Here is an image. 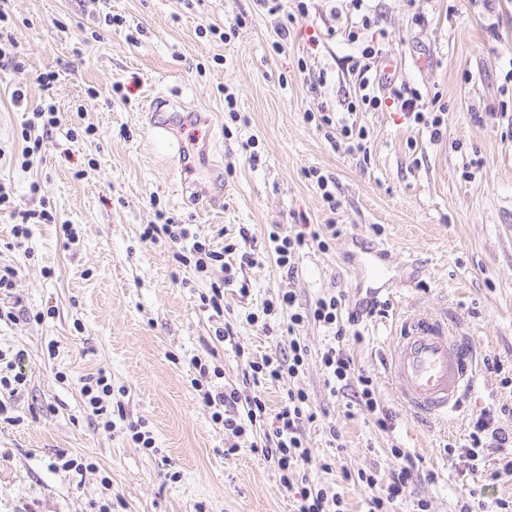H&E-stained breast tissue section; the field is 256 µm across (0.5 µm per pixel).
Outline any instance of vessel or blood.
I'll return each mask as SVG.
<instances>
[{
    "instance_id": "obj_1",
    "label": "vessel or blood",
    "mask_w": 512,
    "mask_h": 512,
    "mask_svg": "<svg viewBox=\"0 0 512 512\" xmlns=\"http://www.w3.org/2000/svg\"><path fill=\"white\" fill-rule=\"evenodd\" d=\"M155 138L172 141L179 123L194 119L192 108L155 98L148 106ZM363 271L369 291L389 287V268L379 252L364 249ZM395 348L388 362L400 404L424 420H444L458 412L476 381L473 351L450 328L446 318L425 310L407 314L394 328Z\"/></svg>"
}]
</instances>
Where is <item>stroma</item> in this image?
<instances>
[{"label":"stroma","mask_w":512,"mask_h":512,"mask_svg":"<svg viewBox=\"0 0 512 512\" xmlns=\"http://www.w3.org/2000/svg\"><path fill=\"white\" fill-rule=\"evenodd\" d=\"M372 6L397 82L445 108L441 137L390 108L347 113L344 99L358 92L348 68L356 46L346 33L356 18H333L328 0H311L304 17L295 0H281L275 15L254 0H9L23 66L0 71V183L11 187L17 210L45 208L56 221L32 225L20 246L13 218L0 213V266L19 270L14 287L0 290V308L24 315L0 320V353H23L27 378L17 393H0V512H99L106 503L112 512H292L305 484L341 493L347 512H365L369 490L343 474L389 475L395 448L409 452L417 469L394 512H409L419 499L431 512H457L462 501L491 512L495 499L512 497V473L496 471L498 449H485L475 472L456 453L476 415L512 408V390L486 366L492 359L512 367V139L500 116L512 112V90L502 89L512 65V0H500L494 32L482 0ZM109 12L125 26L106 31ZM418 14L425 25H416ZM284 22L290 37L277 51L275 29ZM48 71L59 78L45 90L37 77ZM321 71L326 85L311 90ZM18 86L27 87L30 104L49 96L60 108L59 127L28 166L20 156L27 113L10 100ZM91 87L99 96L88 95ZM157 95L193 103L206 116L179 138L196 159L197 186L223 178V211L203 215L183 199L174 154L147 124L145 108ZM228 95L237 102L235 122L224 107ZM324 107L366 128L369 157L328 142L306 121ZM205 138L218 172L199 159ZM250 139L261 157L255 167L244 149ZM312 168L335 180L336 211L307 179ZM161 212L217 251L242 227L260 243L275 224L333 223L339 234L329 250L312 245L296 256L291 278L260 254L258 265L238 273L249 293L225 288L219 316L200 300L221 279L219 267L198 274L174 261L169 240L141 239L142 225ZM356 236L394 257V282L378 295L383 311L360 317L361 338L347 344L356 373L372 378L392 417L385 431L352 392L331 395L321 354L332 335L318 323L298 331L309 353L297 377L243 382L242 353L258 358L288 346L287 313H260L279 290H294L303 309L336 296L345 316L366 299L353 274ZM415 308L454 322L479 361L476 390L447 423L414 419L388 379L392 329ZM252 313L259 320L251 325ZM227 323L236 332L231 344L215 339ZM194 357L219 367L223 385L263 395L273 412L288 388L308 393L318 418L306 427L311 456L292 489L250 449L225 455L224 428L190 384ZM96 370L122 407L109 429L80 394L82 376ZM138 421L152 431L156 452L132 442L128 426ZM62 449L91 457L94 469L58 471Z\"/></svg>","instance_id":"1"}]
</instances>
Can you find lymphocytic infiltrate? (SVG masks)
<instances>
[{
    "label": "lymphocytic infiltrate",
    "mask_w": 512,
    "mask_h": 512,
    "mask_svg": "<svg viewBox=\"0 0 512 512\" xmlns=\"http://www.w3.org/2000/svg\"><path fill=\"white\" fill-rule=\"evenodd\" d=\"M357 14L360 18V30L348 33L351 41L357 42L359 50L351 57V69L359 78V92L353 100L347 101L346 109L350 112H369L391 104L413 117L415 122L429 124L432 135H440L445 122L443 111L428 113L422 96L417 89L396 84L395 81H375L373 67L382 52L380 42L364 41L360 38L361 30L377 26L378 19L371 11L368 0H345L344 7H331V16H338L340 10ZM60 125L59 109L53 99H45L32 111V117L22 131L23 147L21 157L24 162H32L40 155L44 136ZM143 239L154 241L159 237H167L178 249L174 260L183 266L194 268L196 272H208L210 267L220 266L224 272L221 282L211 284L209 295L203 296L205 306L215 313L224 311V289L237 286L240 294H247V281L237 280L234 273L235 264L226 260L227 255L236 253L240 256L239 264L254 265L256 262L253 243L254 239L247 228H240L239 240L225 244L223 250L216 251L209 244L195 239L189 225L177 223L173 218H165L159 224L145 225L141 232ZM316 242L318 248L328 249L329 244L320 233L305 236L274 227L268 234L269 249L275 258L276 265L293 272L294 257L309 242ZM296 295L293 291L278 294L277 298L265 303L262 312L271 315L276 310H288V328L293 336L288 343L287 351L278 355H266L258 360H246L243 370L244 383L260 384L275 383L282 377H296L303 369L308 349L295 331L302 327L306 319H313L333 334L331 344L321 355V363L327 375V385L331 393H340L349 386H356L358 404L363 411L376 415V424L381 430H388V416L378 415L379 402L372 378L356 375L354 362L348 353L344 341L346 327L341 324L339 308L341 301L336 296L318 299L313 310L304 314L295 311ZM190 364L196 372L191 384L199 393L202 401L212 410V419L224 428L229 446L228 454L238 453L242 444H249L253 452L261 454L265 461L272 463L279 475V482L284 488H291L298 468L308 460L311 450L305 438V426L313 422L316 414L312 411L308 394L299 388H288L281 401L277 413L268 414L265 400L258 395L243 396L241 391L232 387H216L214 379L220 378V369L210 368L199 359H191ZM261 430L260 438H253L254 430ZM503 449L502 469L512 472V429L504 427L495 415L484 412L472 422L468 434V443L464 448L467 460L478 461L484 448L488 445ZM394 458L400 459L398 469L392 470L388 480H381L376 473L361 472L357 475L358 482L371 489L372 494L367 501V512H390L398 499L403 498L405 491L414 475L416 464L412 456L401 448L393 449Z\"/></svg>",
    "instance_id": "lymphocytic-infiltrate-1"
}]
</instances>
